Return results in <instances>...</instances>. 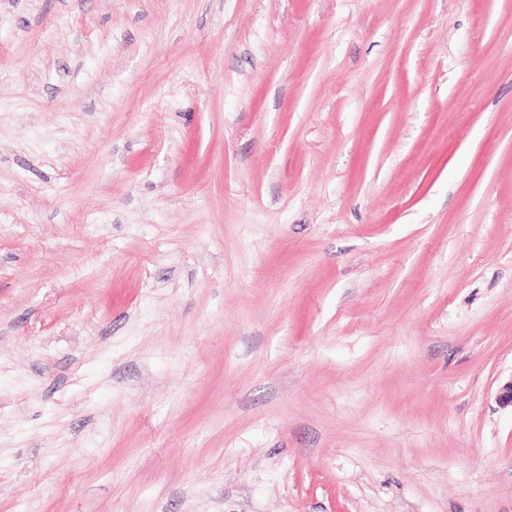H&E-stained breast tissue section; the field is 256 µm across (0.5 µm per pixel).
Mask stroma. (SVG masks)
<instances>
[{"instance_id":"stroma-1","label":"stroma","mask_w":512,"mask_h":512,"mask_svg":"<svg viewBox=\"0 0 512 512\" xmlns=\"http://www.w3.org/2000/svg\"><path fill=\"white\" fill-rule=\"evenodd\" d=\"M512 0H0V512H512Z\"/></svg>"}]
</instances>
